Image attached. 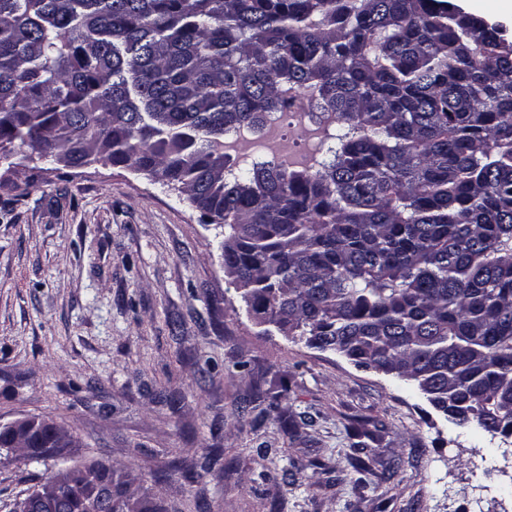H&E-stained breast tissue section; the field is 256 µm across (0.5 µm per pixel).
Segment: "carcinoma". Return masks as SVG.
Returning <instances> with one entry per match:
<instances>
[{
    "instance_id": "cac0c4a2",
    "label": "carcinoma",
    "mask_w": 512,
    "mask_h": 512,
    "mask_svg": "<svg viewBox=\"0 0 512 512\" xmlns=\"http://www.w3.org/2000/svg\"><path fill=\"white\" fill-rule=\"evenodd\" d=\"M310 89L347 128L316 172L224 139ZM142 171L227 229L258 323L512 437V40L450 0H0V150ZM66 432L0 428V458ZM84 486L53 512H126Z\"/></svg>"
}]
</instances>
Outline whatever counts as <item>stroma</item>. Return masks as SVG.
I'll use <instances>...</instances> for the list:
<instances>
[{
	"label": "stroma",
	"mask_w": 512,
	"mask_h": 512,
	"mask_svg": "<svg viewBox=\"0 0 512 512\" xmlns=\"http://www.w3.org/2000/svg\"><path fill=\"white\" fill-rule=\"evenodd\" d=\"M26 418L72 443L0 463V512L94 461L135 512H512L511 437L265 331L223 227L163 181L23 148L0 160V427ZM209 453L223 476H199Z\"/></svg>",
	"instance_id": "1"
}]
</instances>
